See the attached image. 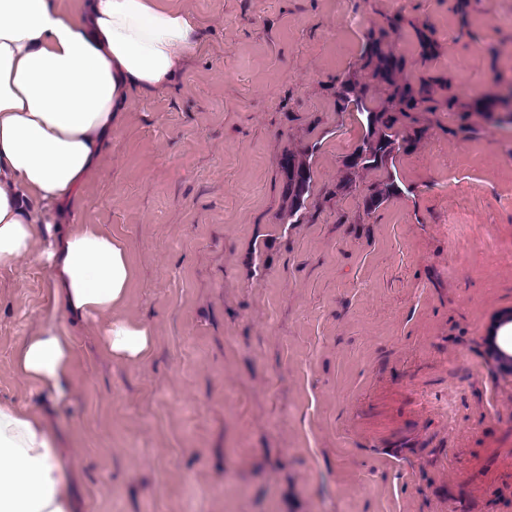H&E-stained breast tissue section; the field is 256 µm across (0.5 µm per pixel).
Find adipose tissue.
<instances>
[{
	"label": "adipose tissue",
	"instance_id": "obj_1",
	"mask_svg": "<svg viewBox=\"0 0 512 512\" xmlns=\"http://www.w3.org/2000/svg\"><path fill=\"white\" fill-rule=\"evenodd\" d=\"M191 13L166 0H0V268L34 261L67 319L22 340L15 369L51 398L68 388L72 328L93 326L117 360L149 353L151 329L117 311L134 270L123 241L70 209L130 92L170 86L199 47ZM65 213L50 224L51 212ZM61 454L35 412L0 402V512H72Z\"/></svg>",
	"mask_w": 512,
	"mask_h": 512
}]
</instances>
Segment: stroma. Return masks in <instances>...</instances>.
<instances>
[{
    "mask_svg": "<svg viewBox=\"0 0 512 512\" xmlns=\"http://www.w3.org/2000/svg\"><path fill=\"white\" fill-rule=\"evenodd\" d=\"M201 30L176 85L131 93L76 212L124 241L138 362L74 336L66 396L14 369L56 307L47 267L0 270V400L37 411L77 512H512V373L485 344L512 312V124H439L356 223L330 193L365 128L327 89L372 22L429 21L460 96L512 80V0H171ZM470 36H462L461 25ZM312 146L301 224L282 152ZM347 223H339V215Z\"/></svg>",
    "mask_w": 512,
    "mask_h": 512,
    "instance_id": "1",
    "label": "stroma"
}]
</instances>
